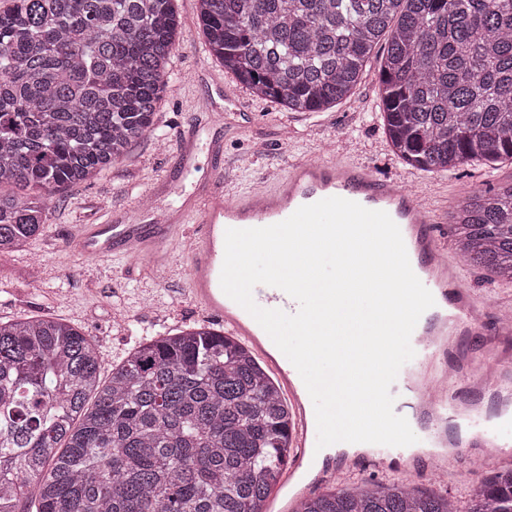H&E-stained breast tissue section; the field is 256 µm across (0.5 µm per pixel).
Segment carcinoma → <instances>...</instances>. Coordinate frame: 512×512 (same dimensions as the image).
Masks as SVG:
<instances>
[{
    "label": "carcinoma",
    "instance_id": "cac0c4a2",
    "mask_svg": "<svg viewBox=\"0 0 512 512\" xmlns=\"http://www.w3.org/2000/svg\"><path fill=\"white\" fill-rule=\"evenodd\" d=\"M212 58L285 109L347 98L380 40L393 153L428 173L512 160V0H199ZM175 0H12L0 10V253L46 229L52 194L154 132ZM466 261L512 282V183L461 200ZM91 337L0 321V512H264L293 412L248 346L207 326L144 338L101 380ZM93 405H88L90 395ZM296 512H457L393 483ZM468 512H512V468Z\"/></svg>",
    "mask_w": 512,
    "mask_h": 512
}]
</instances>
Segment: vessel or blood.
Returning <instances> with one entry per match:
<instances>
[{"label":"vessel or blood","mask_w":512,"mask_h":512,"mask_svg":"<svg viewBox=\"0 0 512 512\" xmlns=\"http://www.w3.org/2000/svg\"><path fill=\"white\" fill-rule=\"evenodd\" d=\"M328 197L388 213L401 231L414 273L435 299L430 314L420 318L412 332L414 358L391 386L395 413L404 414L413 432L422 436L427 454H418L411 445L376 444L369 452L342 454L316 465L315 410L298 371L253 317L221 289L226 229L273 225L299 207ZM196 222L183 253L186 291L206 315L223 323L228 335L252 343L287 389L295 411L291 440L295 460L288 469V482L301 484L308 493L328 480L355 471L378 472L394 464L427 479L438 468L468 465L488 450L494 462L512 461V411L506 406L512 400V357L492 355L490 374L466 379L458 361L467 355L465 341L475 335V320L484 307L462 285L459 262L446 258L440 247L432 207L408 187L378 178L356 163L331 159L292 163L284 176L260 191H225L216 172ZM177 230L173 223L86 225L76 250L82 257L96 259L112 251L136 249L164 273L172 263L169 244ZM252 296L264 309L293 314L299 308L294 298L276 287L256 285Z\"/></svg>","instance_id":"obj_1"}]
</instances>
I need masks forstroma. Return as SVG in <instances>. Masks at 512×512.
<instances>
[{"mask_svg":"<svg viewBox=\"0 0 512 512\" xmlns=\"http://www.w3.org/2000/svg\"><path fill=\"white\" fill-rule=\"evenodd\" d=\"M180 45L170 63L171 77L154 116V132L133 143L123 159L97 177L66 187L49 205L46 232L23 250L0 256V320L26 317L59 319L81 329L96 343L104 371H111L145 337L202 324L197 307L176 272H157L148 259L127 264L121 252L99 259L75 253L83 225L116 219L148 223L138 209L144 194L157 208L197 203L216 169H224L229 187L246 191L273 182L290 161L313 154L320 142L336 145L333 156L367 166L376 176L418 184L439 222L442 246L452 247L449 214L462 197L512 182V163L497 167L472 164L448 173L417 170L393 154L378 109L379 62L375 48L352 94L323 112H291L253 96L209 54L198 18V0H177ZM224 82L232 99L223 113L208 111L210 86ZM193 135L190 160L177 144ZM464 286L476 290L486 310L476 320L490 327L491 310L512 307V283L491 279L481 267L464 265ZM489 474L488 469L453 471L441 480L421 481V488L454 499L460 512Z\"/></svg>","mask_w":512,"mask_h":512,"instance_id":"35a3bbf8","label":"stroma"}]
</instances>
